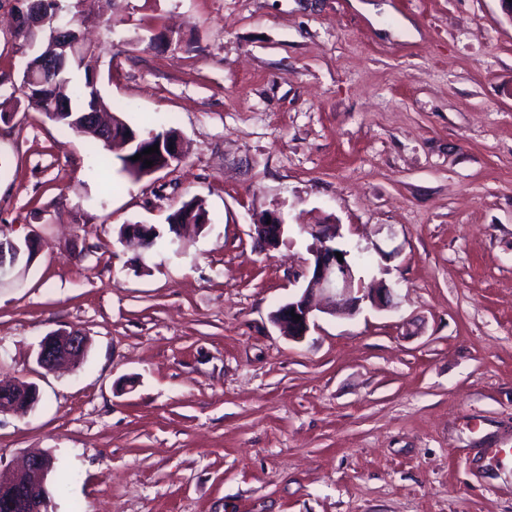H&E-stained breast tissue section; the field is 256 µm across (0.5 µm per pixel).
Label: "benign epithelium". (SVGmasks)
I'll return each mask as SVG.
<instances>
[{
    "label": "benign epithelium",
    "mask_w": 512,
    "mask_h": 512,
    "mask_svg": "<svg viewBox=\"0 0 512 512\" xmlns=\"http://www.w3.org/2000/svg\"><path fill=\"white\" fill-rule=\"evenodd\" d=\"M76 33L71 21L67 23V28L53 30L49 37L53 52L44 55L43 59H56L54 50L57 48L64 51L69 49V39ZM158 144L160 153L170 154L168 161L180 160L179 139L162 137ZM253 227L257 240L266 247L276 246L285 231L282 217L274 212L256 218ZM301 228L314 238L315 244L311 248L312 260L300 273L305 281L303 292L272 314L273 322L283 333L296 340L307 335L313 323L315 298L318 296L327 299L332 313L348 316L355 315L361 304L367 301L383 307L391 305L392 290L381 281L365 283L363 278L357 276L351 252L336 243V239L342 237L341 225L303 224ZM34 250L35 243L29 239L22 245L10 239H0V273L6 271V265H14L21 254L31 255ZM338 252L343 257L341 262L336 258ZM294 314L301 316V319H293ZM87 347V338L78 329L52 333L41 341L37 361L47 371L65 362L78 364L84 358ZM0 387L19 391L30 400L25 406L3 402L0 404L1 414L34 408L37 399L34 386L9 383ZM54 469L55 459L46 451L28 455L18 471L0 468V487L10 490V494L0 500V512H48L46 483Z\"/></svg>",
    "instance_id": "obj_1"
}]
</instances>
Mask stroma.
<instances>
[{
  "instance_id": "1",
  "label": "stroma",
  "mask_w": 512,
  "mask_h": 512,
  "mask_svg": "<svg viewBox=\"0 0 512 512\" xmlns=\"http://www.w3.org/2000/svg\"><path fill=\"white\" fill-rule=\"evenodd\" d=\"M84 0L101 94L179 163L112 152L7 102L0 464L53 454L50 512H512V20L499 0ZM0 0V92L35 49ZM211 219L139 264L128 224L191 197ZM278 211L282 243L254 218ZM337 223L391 307L271 315ZM80 329L54 372L45 336ZM270 218L271 224H266ZM282 217L274 212L262 214L253 222L254 233L257 240L265 247H275L281 240L285 228ZM35 243L30 239L24 241V245L17 244L10 239L2 240L0 237V274L6 271V256L9 255V266H13L21 254L27 252L28 257L33 254ZM87 347V338L78 329L52 333L41 341L37 361L47 371L65 362L79 364L85 356Z\"/></svg>"
}]
</instances>
